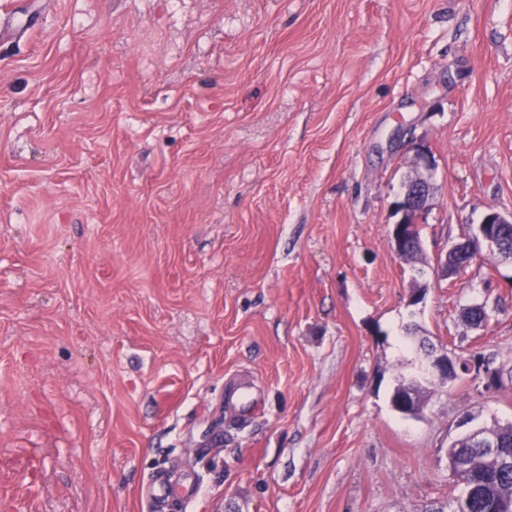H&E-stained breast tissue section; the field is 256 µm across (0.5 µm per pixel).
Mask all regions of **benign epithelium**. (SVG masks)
<instances>
[{
	"label": "benign epithelium",
	"mask_w": 512,
	"mask_h": 512,
	"mask_svg": "<svg viewBox=\"0 0 512 512\" xmlns=\"http://www.w3.org/2000/svg\"><path fill=\"white\" fill-rule=\"evenodd\" d=\"M414 168L417 172L408 179L403 192L393 204V210L400 215L399 220L391 225L390 239L395 255L404 263H408L422 249L421 220L423 219L429 200L433 193V184L429 176L419 172L431 167L429 152L426 147L414 148ZM512 228V213L504 214L499 211L487 212L474 236L468 238V243L459 242L452 245L447 252L439 254L435 260L434 271L439 277H448L471 263L467 259L448 266V253L457 252L460 256L474 255L479 258L476 246L484 242L495 249L503 259L512 260V238L508 236V228ZM421 374L436 375L446 380H454L462 374L456 359L445 349L430 347L425 361L421 364ZM470 444L483 449L487 454L497 458L499 464L506 468L512 465V458L502 455L498 450V441L477 431L470 432Z\"/></svg>",
	"instance_id": "7a95c632"
}]
</instances>
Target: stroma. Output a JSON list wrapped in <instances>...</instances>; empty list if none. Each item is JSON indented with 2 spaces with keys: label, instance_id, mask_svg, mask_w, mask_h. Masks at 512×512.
<instances>
[{
  "label": "stroma",
  "instance_id": "35a3bbf8",
  "mask_svg": "<svg viewBox=\"0 0 512 512\" xmlns=\"http://www.w3.org/2000/svg\"><path fill=\"white\" fill-rule=\"evenodd\" d=\"M22 18L0 39V512H153L159 475L199 485L171 512L459 495L449 443L512 422V263L432 266L512 213V0H0ZM419 143L410 265L389 226ZM422 339L496 384L395 411Z\"/></svg>",
  "mask_w": 512,
  "mask_h": 512
}]
</instances>
